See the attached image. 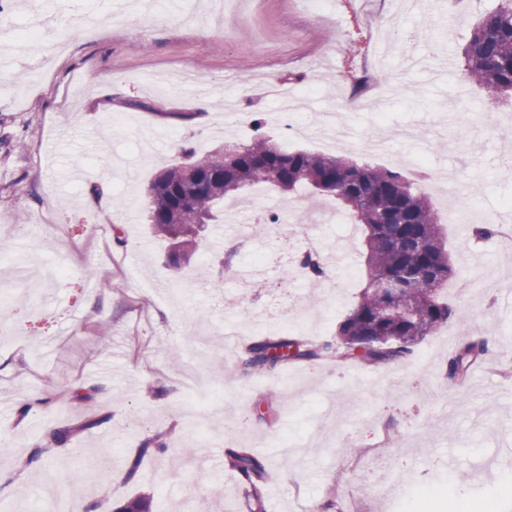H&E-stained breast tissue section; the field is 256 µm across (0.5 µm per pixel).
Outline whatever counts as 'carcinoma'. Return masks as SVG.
I'll return each instance as SVG.
<instances>
[{
  "label": "carcinoma",
  "mask_w": 512,
  "mask_h": 512,
  "mask_svg": "<svg viewBox=\"0 0 512 512\" xmlns=\"http://www.w3.org/2000/svg\"><path fill=\"white\" fill-rule=\"evenodd\" d=\"M467 78L497 100L512 95V0L473 29L464 49ZM256 185L282 192L308 187L338 200L355 224L366 231L369 281L415 274L406 288L385 295L364 288L341 322L336 340L281 334L259 336L242 345L236 371L242 376L274 375L290 361L340 355L370 366L395 364L448 322L451 309L440 302L439 288L456 274L442 235V224L429 197L417 193L409 178L386 168L359 166L343 155H320L281 148L262 132L247 144L224 143L221 157L187 161L162 170L148 186L153 232L169 243L170 264L180 269L194 260L202 233L224 212V202H244ZM484 341H462L448 359L447 378H464L485 353ZM103 423L89 418L50 432L51 440L0 474L9 484L41 458L69 450L76 434ZM224 465L250 491L256 512H265L263 491L269 460L256 448L228 447Z\"/></svg>",
  "instance_id": "1"
}]
</instances>
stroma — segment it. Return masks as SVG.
Wrapping results in <instances>:
<instances>
[{
	"mask_svg": "<svg viewBox=\"0 0 512 512\" xmlns=\"http://www.w3.org/2000/svg\"><path fill=\"white\" fill-rule=\"evenodd\" d=\"M115 0H84L99 32L83 37L61 26L76 9L63 0L9 5L15 36L0 95V290L11 291L0 307V472L10 471L49 430L104 417L78 433L74 447L89 456L111 453L108 472L87 468L65 453L0 488V512H59L60 503L115 512L136 496L153 512H250L244 488L215 469L214 455L227 443L267 449L274 490L266 512H297L298 505L324 512H412L423 489L473 488L494 494L512 478V292L488 291L456 299V279L441 292L452 315L425 337L406 360L379 367L336 359L295 362L274 376L236 375V352L224 345V324L241 325L242 340L276 335L275 324L254 326L233 313L225 297L238 285L224 277L208 282L225 252L222 225H209L189 267L167 261V245L150 229L146 189L163 169L183 162V147L196 157L224 142H249L252 131L237 115L264 121L274 141L279 103L263 84L291 87L316 81L302 100L301 122L343 110L358 136L378 122L413 126L422 139H393L390 159L344 146L361 165L411 174L410 162L428 156L438 177L461 180L456 201L433 196L445 223L448 252L457 271L481 251L489 266L512 278V255L495 238L462 235L448 223L457 203L474 213L497 209L512 198V100L485 114L484 88L466 79L464 47L476 23L499 0L449 21L438 50L420 65H402L396 40L374 31L377 17L429 39L432 0H332L329 13L303 0H242L223 27L208 26V0H151L149 11L123 12ZM50 21L48 39L65 40L34 81L26 66L39 53L22 33L36 18ZM388 70L364 107L346 106L349 76L360 66ZM190 71L198 83L233 80L230 95L196 109L199 92L169 85ZM455 139V151L445 150ZM83 169L76 182L71 168ZM122 208L106 209L112 196ZM101 225V236L91 234ZM123 230L122 244L113 240ZM355 237L349 267L337 277L350 285L331 304L324 285L294 282L287 256L272 259L265 288L248 303H272L294 315L296 334L331 340L367 285ZM86 271L43 283L47 264L74 260ZM40 283L26 296L21 285ZM491 333L498 349L486 350L470 376L457 385L446 375L449 356L465 339ZM107 334L100 347L99 334ZM155 381L166 390L156 399L144 390ZM97 387L88 402L68 400L67 390ZM39 404L27 415L20 407ZM165 433V454L144 458L135 478L129 461L143 439Z\"/></svg>",
	"mask_w": 512,
	"mask_h": 512,
	"instance_id": "35a3bbf8",
	"label": "stroma"
}]
</instances>
